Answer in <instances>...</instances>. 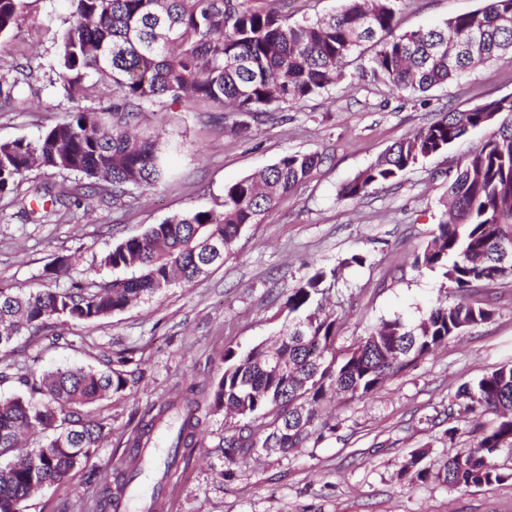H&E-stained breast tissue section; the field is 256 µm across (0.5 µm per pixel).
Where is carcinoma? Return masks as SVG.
Wrapping results in <instances>:
<instances>
[{"mask_svg":"<svg viewBox=\"0 0 512 512\" xmlns=\"http://www.w3.org/2000/svg\"><path fill=\"white\" fill-rule=\"evenodd\" d=\"M279 8H255L246 0H71L72 11L57 37L55 72L70 99L85 98L96 86L112 89V105L71 112L35 142H0V194L38 166L110 186L116 206L134 193L157 187L167 160L152 136L131 133L141 111L166 101L209 102L258 115L285 104L300 105L327 92L343 76L355 53L375 48L373 76L397 92L426 93L483 67L512 51V0H483L475 12L450 19L443 27L398 32L404 0H342L328 16L289 21L288 0ZM28 0H0V39L8 36ZM484 31V44L459 55L457 44L472 28ZM15 76L0 80V104L11 105L23 85L37 79L29 65L12 67ZM494 126L495 133L475 153L448 170V217L416 256L420 267L438 270L457 301L437 305L419 323L397 317L371 329L346 348H336L339 325L323 312L318 296L327 280L345 266L366 263L354 254L326 271L319 268L291 290L284 303L288 330L272 348L247 352L229 348L224 371L209 384H189L176 401L142 416L130 465L115 478L125 488L141 473L140 449L154 446L162 429L167 438L164 470L147 512L160 506L163 483L176 458L199 444L207 417L230 411L244 425L224 438V459L263 448L286 453L319 442L335 426L325 419L338 393L365 397L389 375L487 321L491 310L468 302L474 286L512 277V257L502 259L499 242L512 235V96L485 100L466 111L440 117L391 145L374 163L343 183L338 196L362 199L378 186L399 181L420 160L441 153L468 132ZM318 152L287 153L257 176L224 189L221 212L195 209L150 226L122 240L100 266L131 271L110 281L89 273L63 288L13 291L0 288V350L12 348L23 332L51 329L65 318L94 324L132 303L188 284L209 268L224 264L241 233L257 224L281 196L288 194L322 163ZM30 201L49 199L54 213L77 204L63 184L40 183ZM219 238L224 251L206 256L198 245ZM288 362L289 376L275 372L269 352ZM119 355L105 370L58 367L20 378L24 390L0 398V457L19 447L23 433L48 434L34 448L0 466V512H25L31 493L64 480L99 447L104 425L85 408L129 384ZM458 407H476L495 417L477 446L465 448L436 466L415 451L403 465L420 481L450 487L489 485L512 477L490 456L512 447V364H503L456 393Z\"/></svg>","mask_w":512,"mask_h":512,"instance_id":"cac0c4a2","label":"carcinoma"}]
</instances>
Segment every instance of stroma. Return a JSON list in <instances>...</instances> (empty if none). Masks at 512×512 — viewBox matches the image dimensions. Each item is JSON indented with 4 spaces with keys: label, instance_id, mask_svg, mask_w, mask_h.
I'll return each mask as SVG.
<instances>
[{
    "label": "stroma",
    "instance_id": "obj_1",
    "mask_svg": "<svg viewBox=\"0 0 512 512\" xmlns=\"http://www.w3.org/2000/svg\"><path fill=\"white\" fill-rule=\"evenodd\" d=\"M482 0H407L400 31L442 24L476 11ZM71 12L69 0H29L7 38L0 40V75L11 64L32 65L37 80L12 106L0 110V141L37 140L76 109L111 105L113 93L95 90L69 99L52 71L56 37ZM346 76L323 96L291 110L267 113L237 132V114L207 103H170L145 113L142 127L172 149L166 184L115 208L88 180L35 168L19 188L67 182L81 206L50 221L23 220L17 193L0 196V288L65 286L49 268L56 257L74 262L70 277L99 269L101 256L150 225L195 208L220 210L224 189L281 156L320 152L324 162L283 196L260 223L242 232L224 265L192 283L170 288L95 324H59L61 338L22 336L0 351V397L19 376L60 365L105 368L122 351L133 354L134 383L96 402L104 437L90 459L60 483L45 486L29 512H99L106 485L125 469L127 440L149 407L175 398L185 384L209 383L224 369L227 348L246 351L270 342L284 321L291 288L318 268H338L322 297L340 324L346 346L381 321L419 322L435 305L454 302L441 274L414 266L448 203L446 172L491 135L474 130L447 151L411 167L395 184L359 200L337 197L340 185L374 162L389 146L434 121L438 113L465 111L512 96V53L458 81L423 94L390 91L373 78L369 54L352 60ZM365 255L364 265L339 268L340 260ZM69 277V278H70ZM474 300L492 316L466 328L373 394L335 402L336 429L318 443L285 453L257 450L237 460L225 481L222 445L237 433V418L218 413L205 424L199 445L181 458L164 485L158 512H512V448L492 458L507 480L480 487L421 482L401 471L411 452L425 450L436 463L476 444L477 429L491 415L450 411L460 386L512 362V277L478 285Z\"/></svg>",
    "mask_w": 512,
    "mask_h": 512
}]
</instances>
